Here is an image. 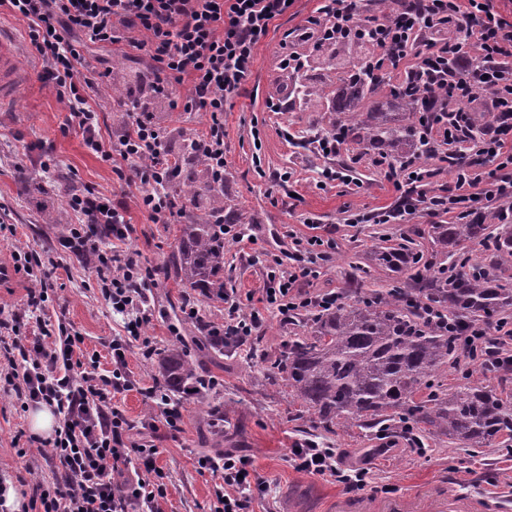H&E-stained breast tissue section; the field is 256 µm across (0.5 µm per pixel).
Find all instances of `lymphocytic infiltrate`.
Returning <instances> with one entry per match:
<instances>
[{
  "label": "lymphocytic infiltrate",
  "mask_w": 512,
  "mask_h": 512,
  "mask_svg": "<svg viewBox=\"0 0 512 512\" xmlns=\"http://www.w3.org/2000/svg\"><path fill=\"white\" fill-rule=\"evenodd\" d=\"M402 7L368 18L361 0H322L315 31L321 40H373L377 68L398 67L407 57L415 64L405 81L429 109L420 122L428 143L448 144L449 166L457 170L453 187L428 196L417 193L414 166L402 169L394 185L402 195L398 207L377 213L388 224L423 209L464 219L481 202L503 198L512 187V21L497 0H401ZM0 7L27 23L26 54L41 66V78L66 103L69 125L77 127L85 147L111 165L124 183H137L140 205L153 221L174 216L175 202L165 185L181 172L166 149V131L156 124L143 98L167 100L170 108L201 112L204 131L193 139L195 155L210 181L224 183V107L237 96L253 72L255 53L275 20L292 8L290 0H0ZM146 51L152 61L149 78L127 89L119 104L129 116L116 140L100 133V112L94 97L111 87L109 71L87 67L88 45ZM187 84L186 94L177 85ZM484 100L489 117L478 155L491 168L470 171L458 148L474 126L470 106ZM80 221L65 245L93 260L104 297L113 312L127 320V333L113 338L112 372L104 375L84 366L75 353L80 334L59 330L51 343H26L16 320L0 319V389L13 393L22 407L46 404L60 417L47 439L42 459L52 483L32 487V512H161L166 488L156 464V448L133 440L131 425L114 407L116 394L135 382L126 352L150 320L145 308V279L124 248L133 228L126 208L88 191L70 197ZM107 228L112 248L102 246L99 228ZM17 267L26 270L32 286L27 308L44 324L51 283L46 275L53 261L26 248L15 250ZM316 257H308L288 273H269L260 301L265 309L288 316L298 309L328 308L342 298L333 291L310 296L298 291L299 280L316 277ZM458 340L474 359L491 370L512 367V324L465 327ZM291 460L298 471L330 477L346 490L371 484L366 468L342 467L335 449L315 441L295 443ZM201 471L220 475L224 500L218 512H253L265 487L249 458L231 453L202 457Z\"/></svg>",
  "instance_id": "lymphocytic-infiltrate-1"
}]
</instances>
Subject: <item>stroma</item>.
Masks as SVG:
<instances>
[{
	"label": "stroma",
	"instance_id": "35a3bbf8",
	"mask_svg": "<svg viewBox=\"0 0 512 512\" xmlns=\"http://www.w3.org/2000/svg\"><path fill=\"white\" fill-rule=\"evenodd\" d=\"M318 0H296L288 14L274 21L268 37L256 51L253 73L240 95L224 112V184L204 197L199 208L208 211L232 200L241 212L253 216L249 232L253 244L240 247L224 241V292L242 300L251 310L248 294L258 293L267 272L289 269L300 242L312 236L331 241L330 257L320 274L304 282V292L337 291L344 301L354 302L379 292L410 285V276L376 264V248L410 244L433 267L446 265L428 237L431 225L447 223L446 214L422 212L407 215L393 224H357L353 217L398 205L401 193L385 176L377 149L346 140L336 156L326 158L304 146L311 130L327 127L344 109L345 82L356 72L363 56L347 43L327 45L305 37ZM300 55V73L283 69L285 54ZM86 55L92 65L111 70L121 81L146 76L151 60L137 50L124 52L95 45ZM29 74L13 107L0 112V261H12L21 246L51 251L57 261L51 273L53 304L50 319L61 320L70 332L83 339L84 357H96L99 373L112 368L109 344L123 335L122 316L114 314L102 297L94 265L77 262L72 253L59 249L77 215L67 206L69 195L86 189L122 203L134 231L127 249L138 253L152 279L147 291L152 316L141 338L127 354V368L136 380L132 390L113 400L140 434L155 441L156 463L166 475L164 512H216L215 487L220 476L199 470V457L220 447L247 456L266 483L256 512H330L343 485L329 477L300 472L290 462V448L310 436L307 419L296 417L288 389L275 368L288 336L302 332L308 314L294 312L289 319L274 312L264 315L258 333L244 347L228 346L223 357L192 345L198 323L216 327L224 323L225 306L206 300L186 288L166 271V260L177 235L178 221L153 222L137 201L135 188L121 186L109 164L85 147L81 132L66 125L67 106L38 78L40 67L20 57ZM304 82L314 91L309 102L280 97L283 85ZM156 121L166 127L173 154H183L196 132L202 130L203 113L185 114L148 100ZM54 158L58 176L44 174L40 164ZM328 166L348 170L349 182L326 187L317 184ZM186 344L210 381L206 396H182L185 407L181 430L175 437L154 439L149 422L156 412L145 391L154 384L156 351L176 342ZM223 403L231 426L244 433L233 441H219L208 428V406ZM28 410L10 395L0 392V473L9 472L15 486L29 491L34 479L52 480L40 469V450L24 440L29 430ZM320 446L336 449L344 466L368 467L379 484L389 486L392 496L444 489L456 484L475 493L487 490L512 496V457L501 446L477 453L448 444L425 441V454L413 452L406 441L386 444L377 432L353 427L319 437ZM36 463L29 471L20 458Z\"/></svg>",
	"mask_w": 512,
	"mask_h": 512
}]
</instances>
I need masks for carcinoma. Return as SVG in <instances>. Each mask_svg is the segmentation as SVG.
I'll return each mask as SVG.
<instances>
[{
  "label": "carcinoma",
  "instance_id": "obj_1",
  "mask_svg": "<svg viewBox=\"0 0 512 512\" xmlns=\"http://www.w3.org/2000/svg\"><path fill=\"white\" fill-rule=\"evenodd\" d=\"M384 87L394 106L410 114L420 109L421 102L405 88L387 87L385 78L365 62L347 83V122L339 120L333 127L342 128L354 140L370 142L385 157L407 153L415 160L430 158L431 149L416 125L392 124L385 112L371 122L360 119L363 98ZM168 190L183 195L194 208L213 187L192 180L187 188L177 184ZM187 219L179 227L167 272L203 297L222 300L224 225L213 221L211 211L191 210ZM483 219L480 212L464 224L431 225L434 244L448 258L465 242H485L489 225ZM376 256L388 268L414 271L412 280L420 292L448 314L450 323H496L512 309V275L506 269H484L466 256L455 277L444 281L424 274L419 255L406 245L386 247ZM198 343L217 354L224 352V337L213 335L211 328L198 337ZM455 354L448 331L423 320L394 289L315 314L310 335L289 338L274 365L303 407L300 414H308L311 427L321 435L336 433L340 420L382 432L392 424H409L422 437L446 439L469 451L489 448L503 437L512 440V395L477 380L482 370L477 361L468 362L465 382L451 392L444 390L442 378ZM155 365L158 387L165 392L205 387L200 365L181 347L160 350ZM209 418L211 431L224 435V406L210 405Z\"/></svg>",
  "mask_w": 512,
  "mask_h": 512
}]
</instances>
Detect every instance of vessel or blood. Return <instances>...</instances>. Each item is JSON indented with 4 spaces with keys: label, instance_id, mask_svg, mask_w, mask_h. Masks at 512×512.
I'll use <instances>...</instances> for the list:
<instances>
[{
    "label": "vessel or blood",
    "instance_id": "b4317fda",
    "mask_svg": "<svg viewBox=\"0 0 512 512\" xmlns=\"http://www.w3.org/2000/svg\"><path fill=\"white\" fill-rule=\"evenodd\" d=\"M17 54L0 36V109L10 106L22 85ZM333 512H507L500 497L449 490L443 495L426 493L354 502L337 498Z\"/></svg>",
    "mask_w": 512,
    "mask_h": 512
}]
</instances>
